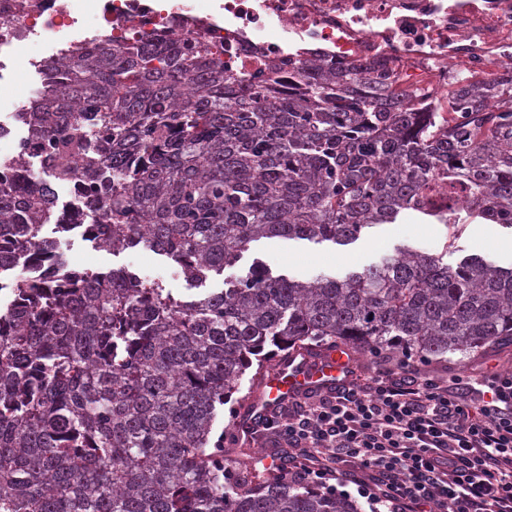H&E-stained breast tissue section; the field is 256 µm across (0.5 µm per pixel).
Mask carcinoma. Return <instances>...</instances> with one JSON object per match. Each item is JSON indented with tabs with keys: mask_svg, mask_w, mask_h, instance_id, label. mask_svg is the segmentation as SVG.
<instances>
[{
	"mask_svg": "<svg viewBox=\"0 0 512 512\" xmlns=\"http://www.w3.org/2000/svg\"><path fill=\"white\" fill-rule=\"evenodd\" d=\"M61 66L23 113L43 178L0 187V274L30 268L0 316V512H360L280 469L224 484L217 407L269 346L408 363L512 345V268L402 248L343 278L258 263L204 285L264 238L344 246L405 213L512 228V69L416 112L422 90L386 74L297 57L229 77L201 40H114ZM106 174L82 238L166 256L193 297L124 268L41 277L47 229L70 232L53 185L88 178L94 197Z\"/></svg>",
	"mask_w": 512,
	"mask_h": 512,
	"instance_id": "cac0c4a2",
	"label": "carcinoma"
}]
</instances>
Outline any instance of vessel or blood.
<instances>
[{"label": "vessel or blood", "mask_w": 512, "mask_h": 512, "mask_svg": "<svg viewBox=\"0 0 512 512\" xmlns=\"http://www.w3.org/2000/svg\"><path fill=\"white\" fill-rule=\"evenodd\" d=\"M350 368L347 356L338 350L319 355L302 353L300 360H289L266 376L264 395L256 400L253 413L262 415L292 397L344 383Z\"/></svg>", "instance_id": "1"}]
</instances>
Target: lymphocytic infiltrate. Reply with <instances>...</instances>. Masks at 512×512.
Listing matches in <instances>:
<instances>
[{
	"label": "lymphocytic infiltrate",
	"mask_w": 512,
	"mask_h": 512,
	"mask_svg": "<svg viewBox=\"0 0 512 512\" xmlns=\"http://www.w3.org/2000/svg\"><path fill=\"white\" fill-rule=\"evenodd\" d=\"M266 426L290 448L293 481L325 486L349 463L386 512H512V374L445 380L387 366L289 401Z\"/></svg>",
	"instance_id": "obj_1"
}]
</instances>
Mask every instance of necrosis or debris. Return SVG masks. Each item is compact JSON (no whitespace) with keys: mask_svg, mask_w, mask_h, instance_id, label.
<instances>
[{"mask_svg":"<svg viewBox=\"0 0 512 512\" xmlns=\"http://www.w3.org/2000/svg\"><path fill=\"white\" fill-rule=\"evenodd\" d=\"M136 36L205 38L229 76L300 54L444 95L449 78L512 66V0H0V80L22 50L45 85L62 75L55 61ZM22 110L0 100V164L13 177L42 156Z\"/></svg>","mask_w":512,"mask_h":512,"instance_id":"4bbe7bcc","label":"necrosis or debris"}]
</instances>
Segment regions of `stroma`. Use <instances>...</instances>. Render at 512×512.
Listing matches in <instances>:
<instances>
[{"label": "stroma", "mask_w": 512, "mask_h": 512, "mask_svg": "<svg viewBox=\"0 0 512 512\" xmlns=\"http://www.w3.org/2000/svg\"><path fill=\"white\" fill-rule=\"evenodd\" d=\"M497 233L498 241H482L476 237L474 225L462 224L450 232L442 225L424 224L417 216L407 214L395 223L375 225L359 240L346 246L303 239L261 240L244 252L234 272L238 275L247 273L253 261L259 259L269 265L273 273L296 280H307L320 274L341 277L394 255L403 246L425 253L447 251L448 262L452 265L464 256L477 254L498 265L511 267L512 230L501 226ZM61 243L66 259L77 268L106 271L126 267L138 271L147 280L162 282L173 292L181 294L185 291L186 283L177 266L164 256L139 247L117 253L96 249L77 233L62 236ZM419 369L424 375L442 378L465 371L476 376L486 371L512 374V348L501 353L457 354L420 364ZM252 390L251 378H244L242 399L225 403L217 414L214 431L223 434L225 447L249 448L256 456L268 459L278 451L272 440L242 434L251 406L247 395Z\"/></svg>", "instance_id": "1"}]
</instances>
